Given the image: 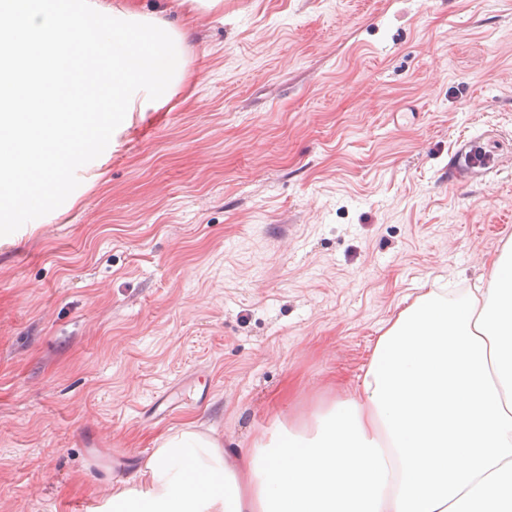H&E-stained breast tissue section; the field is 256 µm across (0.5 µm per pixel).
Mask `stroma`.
Returning <instances> with one entry per match:
<instances>
[{"label": "stroma", "mask_w": 512, "mask_h": 512, "mask_svg": "<svg viewBox=\"0 0 512 512\" xmlns=\"http://www.w3.org/2000/svg\"><path fill=\"white\" fill-rule=\"evenodd\" d=\"M185 46L0 244V512H86L189 423L310 420L512 242V0H224Z\"/></svg>", "instance_id": "1"}]
</instances>
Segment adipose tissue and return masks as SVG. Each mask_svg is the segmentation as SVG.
<instances>
[{
    "label": "adipose tissue",
    "mask_w": 512,
    "mask_h": 512,
    "mask_svg": "<svg viewBox=\"0 0 512 512\" xmlns=\"http://www.w3.org/2000/svg\"><path fill=\"white\" fill-rule=\"evenodd\" d=\"M162 4L0 0V222L51 205L130 112L188 73ZM101 512H512V248L457 302L430 292L378 338L352 395L246 455L189 424Z\"/></svg>",
    "instance_id": "adipose-tissue-1"
}]
</instances>
